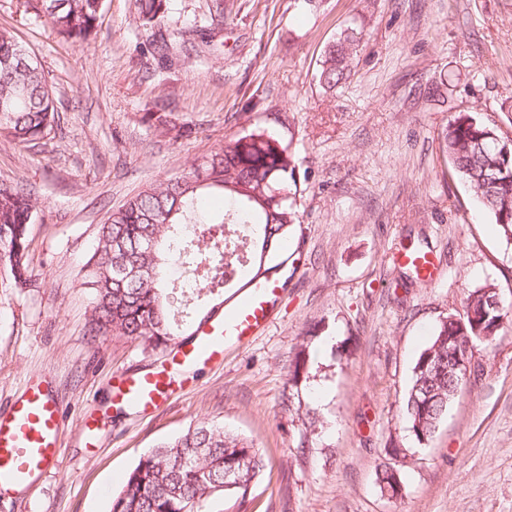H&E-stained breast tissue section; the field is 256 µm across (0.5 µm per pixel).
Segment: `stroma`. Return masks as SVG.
<instances>
[{
	"mask_svg": "<svg viewBox=\"0 0 512 512\" xmlns=\"http://www.w3.org/2000/svg\"><path fill=\"white\" fill-rule=\"evenodd\" d=\"M16 3L0 0V28L41 63L59 121L34 147L0 137V185L39 201L32 281L17 287L0 264V409L46 381L64 421L59 465L1 496L0 512H108L144 453L202 419L269 460L245 506L227 498L211 512H512V323L494 348L475 343L482 374L427 442L403 421L415 361L468 291L491 283L512 301V243L440 150L457 112L512 137V0H224L220 18L212 0H168L158 31L194 27L211 48L164 63L144 50L135 0H105L85 46ZM348 27L363 42L346 84L328 92L318 63ZM258 129L290 144L303 176L282 249L287 285L260 336L139 412L118 401V377L169 350L90 336L85 264L98 226ZM411 244L440 264L430 286L402 279ZM388 467L401 480L393 498L378 484Z\"/></svg>",
	"mask_w": 512,
	"mask_h": 512,
	"instance_id": "stroma-1",
	"label": "stroma"
}]
</instances>
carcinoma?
<instances>
[{"label":"carcinoma","mask_w":512,"mask_h":512,"mask_svg":"<svg viewBox=\"0 0 512 512\" xmlns=\"http://www.w3.org/2000/svg\"><path fill=\"white\" fill-rule=\"evenodd\" d=\"M24 10L47 17L57 34L73 44L94 39L104 0H21ZM139 17L155 25L167 0H136ZM361 37L347 28L327 46L317 78L332 91L351 75ZM26 48L13 32L0 29V61ZM51 86L39 65L22 69L0 65V137L36 145L57 126ZM442 152L453 161L495 224L512 241V138L470 112H457L443 131ZM217 192L224 213L214 220L202 212L203 197ZM298 179L282 139L265 130L226 140L177 179L151 184L112 211L98 231L87 262L94 302L88 331L94 337L120 336L145 348L165 345L193 321L192 311L170 286L174 265L187 269L198 290L221 291L226 274L244 280L281 272L283 242L299 223ZM37 213L34 193L0 187V261L24 287L33 277L28 226ZM138 266L151 278L119 276L116 258ZM487 310L485 327L498 330L512 318V301L492 284L467 293L463 314L442 321L420 352L403 403L408 429L417 440L430 438L456 394L448 389V361L464 355L474 335L470 313ZM267 467L264 455L242 435L200 420L178 436L158 443L128 473L113 496L110 512H209L210 504L231 497L244 504Z\"/></svg>","instance_id":"cac0c4a2"}]
</instances>
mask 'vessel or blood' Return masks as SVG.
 Segmentation results:
<instances>
[{"label": "vessel or blood", "instance_id": "vessel-or-blood-1", "mask_svg": "<svg viewBox=\"0 0 512 512\" xmlns=\"http://www.w3.org/2000/svg\"><path fill=\"white\" fill-rule=\"evenodd\" d=\"M402 259L425 282L435 281L439 265L431 254L408 251ZM278 292L276 281L250 282L240 301L200 324L193 341L177 347L159 368L121 379L122 401L144 411L158 407L175 393L177 373L222 361L227 345L242 346L257 336L270 319ZM62 417L63 409L50 387L39 384L27 387L7 410L0 411V493L32 487L57 465Z\"/></svg>", "mask_w": 512, "mask_h": 512}]
</instances>
